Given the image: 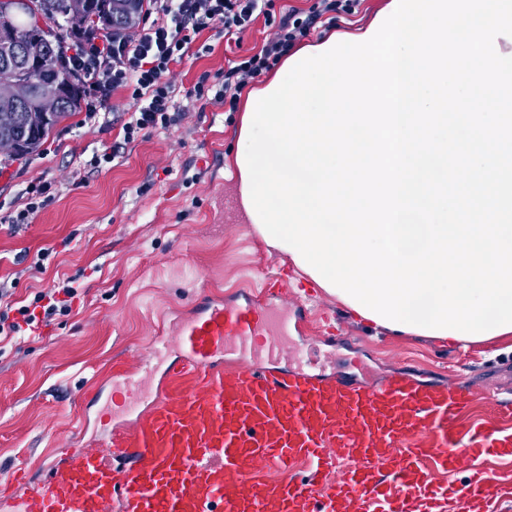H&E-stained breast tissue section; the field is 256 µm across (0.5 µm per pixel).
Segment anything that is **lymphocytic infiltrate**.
<instances>
[{
    "label": "lymphocytic infiltrate",
    "instance_id": "obj_1",
    "mask_svg": "<svg viewBox=\"0 0 512 512\" xmlns=\"http://www.w3.org/2000/svg\"><path fill=\"white\" fill-rule=\"evenodd\" d=\"M151 20L145 21L137 36L124 33H92L73 39V51L64 66L82 84L81 93L88 120L96 122L112 92L127 91L136 108L123 120L122 143L109 151L93 154L90 166L103 168L119 158L123 145L174 125L179 116L176 85L171 67L180 62L201 31L219 23L225 33H241L257 18H264L275 30L252 55L231 62L222 81L207 85L199 81L196 99L236 108L248 84L273 69L301 39L308 36L330 13H358L362 0H313L308 10L288 8L273 15L274 0H149Z\"/></svg>",
    "mask_w": 512,
    "mask_h": 512
}]
</instances>
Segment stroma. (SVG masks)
I'll return each instance as SVG.
<instances>
[{
  "label": "stroma",
  "mask_w": 512,
  "mask_h": 512,
  "mask_svg": "<svg viewBox=\"0 0 512 512\" xmlns=\"http://www.w3.org/2000/svg\"><path fill=\"white\" fill-rule=\"evenodd\" d=\"M271 32L261 18L237 41L219 24L203 30L197 48L173 66L177 86L193 89L205 73L220 77L228 61L258 51ZM134 108L116 91L106 126L71 112L36 152L0 165V281L19 300L57 278L80 286L68 315L0 348V478L23 464L40 476L33 463L46 449L100 437L95 418L111 397L108 366L145 357L200 293L234 300L284 269L307 294L288 310L304 324L288 338L291 356L275 368L362 384L396 371L465 381L476 393L473 418L497 419L495 400L512 398V339L444 345L362 322L246 221L234 163L240 113L188 99L176 125L127 145L113 165L90 167L93 153L119 139V121ZM39 180L54 183L53 198L31 223L12 224L27 203L24 188ZM43 249L52 255L40 273L34 262ZM311 344L316 361L298 360L295 350Z\"/></svg>",
  "instance_id": "stroma-1"
}]
</instances>
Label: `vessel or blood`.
<instances>
[{"instance_id": "vessel-or-blood-1", "label": "vessel or blood", "mask_w": 512, "mask_h": 512, "mask_svg": "<svg viewBox=\"0 0 512 512\" xmlns=\"http://www.w3.org/2000/svg\"><path fill=\"white\" fill-rule=\"evenodd\" d=\"M268 294L277 315L249 299L195 303L175 339L159 337L123 373L121 404L136 418L116 426L104 409V440L49 449L41 479L12 471L0 512H346L382 490L392 512H436L435 468L463 472L466 512L512 499L511 469L492 478L474 464L493 446L512 454V432L456 424L474 401L470 387L406 374L366 387L257 364V351L278 355L274 339L290 328L287 282ZM173 344L181 359L138 409L139 374ZM233 345L240 363L228 369L221 357ZM263 469L280 476L262 479Z\"/></svg>"}]
</instances>
